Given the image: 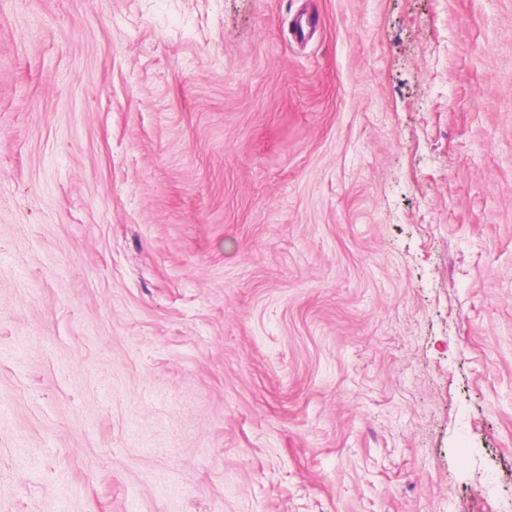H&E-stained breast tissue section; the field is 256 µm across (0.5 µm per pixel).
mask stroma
<instances>
[{
	"label": "stroma",
	"instance_id": "1",
	"mask_svg": "<svg viewBox=\"0 0 512 512\" xmlns=\"http://www.w3.org/2000/svg\"><path fill=\"white\" fill-rule=\"evenodd\" d=\"M0 512H512V0H0Z\"/></svg>",
	"mask_w": 512,
	"mask_h": 512
}]
</instances>
